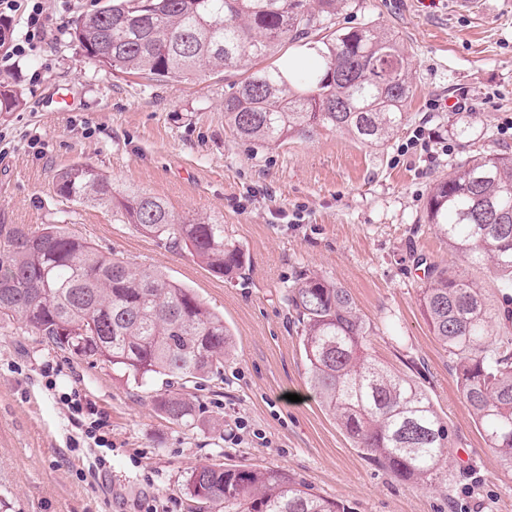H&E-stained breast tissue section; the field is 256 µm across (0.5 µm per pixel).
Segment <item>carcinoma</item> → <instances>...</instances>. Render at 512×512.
Returning <instances> with one entry per match:
<instances>
[{
  "instance_id": "cac0c4a2",
  "label": "carcinoma",
  "mask_w": 512,
  "mask_h": 512,
  "mask_svg": "<svg viewBox=\"0 0 512 512\" xmlns=\"http://www.w3.org/2000/svg\"><path fill=\"white\" fill-rule=\"evenodd\" d=\"M339 0H107L82 16L72 39L117 73L158 82L203 80L244 68L286 43L323 31V66L306 76L284 61L257 68L224 95V120L261 145L344 130L383 144L407 119L411 61L375 25L339 27ZM23 105L0 81V112ZM59 196L115 205L140 233L186 249L212 275L231 278L245 265L224 242V225L191 221L167 201L123 190L85 164L63 169ZM425 218L471 265H488L512 284V155L488 154L453 168L430 190ZM288 305L308 378L322 406L361 454L395 478L423 486L450 471L452 433L427 392L371 352L370 324L347 289L320 275L289 289ZM419 305L448 350L459 389L503 474L512 476V337L497 331L512 309L493 307L476 281L436 265L427 270ZM0 323L17 324L60 350L112 365L142 387L162 381L153 402L177 424L195 421L186 387L224 368L233 343L224 317L161 272L142 268L58 224L35 229L0 224ZM191 496L235 512H341L288 472L271 467L204 465Z\"/></svg>"
}]
</instances>
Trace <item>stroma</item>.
<instances>
[{"label": "stroma", "instance_id": "1", "mask_svg": "<svg viewBox=\"0 0 512 512\" xmlns=\"http://www.w3.org/2000/svg\"><path fill=\"white\" fill-rule=\"evenodd\" d=\"M103 2L63 10L45 0L60 33L0 67L25 99L0 114V224H59L163 271L222 315L235 342L221 375L188 389L200 409L192 428L171 423L151 388L111 365L0 328V512H212L188 483L215 463L284 469L345 512H512V478L417 303L432 264L482 282L496 305L512 302V287L466 263L424 215L438 176L474 155L512 154L501 130L512 119V0H480L469 12L450 0H344L340 26L376 24L412 63L408 118L380 146L327 128L279 145L241 139L224 121L239 69L196 82L108 72L71 37L74 20ZM76 163L223 224L245 257L243 276L214 278L111 208L57 195V173ZM312 274L350 292L374 355L429 393L452 432V475L428 486L396 480L321 406L285 301ZM74 392L94 403L112 442L100 476L99 450L64 404Z\"/></svg>", "mask_w": 512, "mask_h": 512}]
</instances>
